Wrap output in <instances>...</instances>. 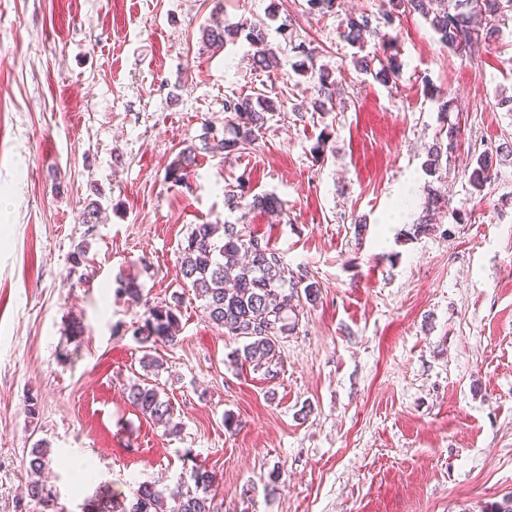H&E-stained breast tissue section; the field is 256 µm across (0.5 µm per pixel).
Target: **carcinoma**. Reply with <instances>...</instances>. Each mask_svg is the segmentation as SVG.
Listing matches in <instances>:
<instances>
[{
    "label": "carcinoma",
    "mask_w": 512,
    "mask_h": 512,
    "mask_svg": "<svg viewBox=\"0 0 512 512\" xmlns=\"http://www.w3.org/2000/svg\"><path fill=\"white\" fill-rule=\"evenodd\" d=\"M391 8L381 19L383 26L391 27L401 14L418 13L430 24L439 40L448 49L458 52L462 42L471 43L470 53L475 55L490 49L499 37V17L504 8L512 9V0H388ZM313 13L336 14L341 0H306ZM347 40L356 45L363 33L373 29L371 17L349 13L344 17ZM253 48V68L266 71L278 65L276 50L272 46L267 26L243 21L225 26L215 20L203 27L201 40L207 46L220 50L224 44L239 37ZM382 52L370 58H353L354 66L371 74L384 84H395L400 78L402 64L394 50V39L382 40ZM296 56L302 58L299 68L316 76V97L305 111L327 112L336 107V81L332 72L315 65L314 49L300 42L292 46ZM281 111L278 99L260 91L254 95H232L224 98V127L222 136L209 133L202 138V147L190 145L180 152L169 165L166 179L174 186L184 183L195 166L198 150L214 156L243 155L253 148L267 115ZM461 130L457 123H449L439 131L436 142L427 153L426 170L437 175L443 162L450 161L458 148ZM505 161H512V143L505 142L495 151H484L475 158L469 182L478 192L491 181L493 170ZM225 204L232 210H261L283 213L281 200L271 194H251L249 177L241 174L235 183L224 188ZM441 191L428 189L422 215L414 227L420 235L434 230L435 216L441 210ZM181 273L196 297L204 302L208 319L224 334L244 341L242 348L233 352V362L265 369V375L274 379L281 339L292 333L298 325V313L293 305L295 297L304 293L307 302L318 297L316 282L303 284L306 276L293 275L279 253L269 242L246 230L243 224H196L181 249ZM117 292L135 303L140 302V287L132 279L118 277ZM303 291H298V288ZM180 300L147 307L142 324L135 328L134 336L145 348L142 367L146 372H157L163 359L151 354L161 341L174 339L179 326ZM128 402L143 416L162 425L170 433L180 432L173 422L172 406L162 396L160 388L146 382H134L125 389ZM48 465V449L37 444L30 452L28 469L36 478L27 484L30 500L44 504L52 501V489L37 475ZM214 476L205 468L192 466L183 473L174 488L162 491L143 482L133 491L129 505L120 512H218L214 505Z\"/></svg>",
    "instance_id": "obj_1"
}]
</instances>
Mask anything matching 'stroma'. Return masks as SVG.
<instances>
[{
    "mask_svg": "<svg viewBox=\"0 0 512 512\" xmlns=\"http://www.w3.org/2000/svg\"><path fill=\"white\" fill-rule=\"evenodd\" d=\"M387 2L323 16L305 0H224L228 23L292 22L271 35L279 66L257 73L245 41L202 46L214 0H0V512H45L25 493L41 441L56 512H117L139 483L172 488L192 462L214 474L224 512H484L512 493V163L479 193L465 175L512 141L500 104L512 11L475 57L400 16L402 73L385 85L352 63L380 39L352 46L341 15L377 18ZM300 41L336 81L334 111H296L315 95L295 68ZM264 86L285 109L254 150L200 153L187 184L169 183L186 145L223 130L225 96ZM449 121L462 135L439 181L447 214L413 237L436 182L426 153ZM244 172L283 215L228 210L224 188ZM92 200L101 219L87 224ZM226 220L319 285L273 380L231 364L238 340L183 285L192 226ZM80 245L82 278L70 272ZM121 276L151 303L181 300L149 377L178 435L125 397L145 374L142 310L117 294Z\"/></svg>",
    "mask_w": 512,
    "mask_h": 512,
    "instance_id": "1",
    "label": "stroma"
}]
</instances>
